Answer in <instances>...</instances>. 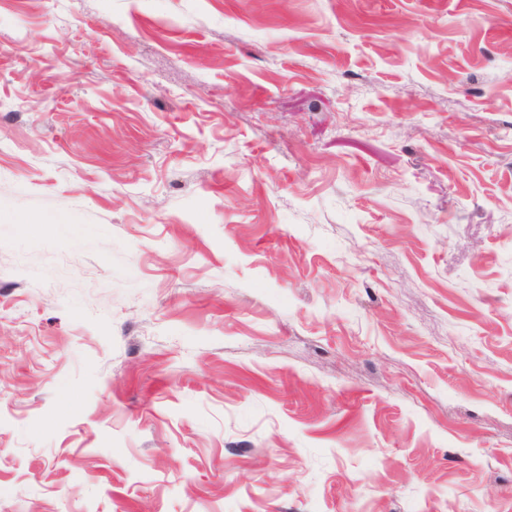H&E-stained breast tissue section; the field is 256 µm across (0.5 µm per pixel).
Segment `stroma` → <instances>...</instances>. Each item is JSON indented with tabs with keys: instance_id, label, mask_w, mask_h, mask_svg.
Returning a JSON list of instances; mask_svg holds the SVG:
<instances>
[{
	"instance_id": "obj_1",
	"label": "stroma",
	"mask_w": 512,
	"mask_h": 512,
	"mask_svg": "<svg viewBox=\"0 0 512 512\" xmlns=\"http://www.w3.org/2000/svg\"><path fill=\"white\" fill-rule=\"evenodd\" d=\"M0 512H512V0H0Z\"/></svg>"
}]
</instances>
